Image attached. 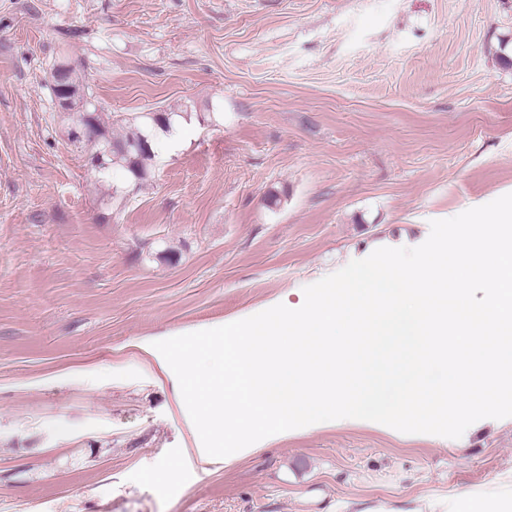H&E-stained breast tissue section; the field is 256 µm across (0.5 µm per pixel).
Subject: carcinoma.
I'll use <instances>...</instances> for the list:
<instances>
[{"mask_svg": "<svg viewBox=\"0 0 512 512\" xmlns=\"http://www.w3.org/2000/svg\"><path fill=\"white\" fill-rule=\"evenodd\" d=\"M64 69V88L51 85L55 99H68L69 108L78 114L76 135L72 143L90 152L92 163L101 172L118 165L124 167L137 181L146 179L150 162L154 158L152 132L167 131L177 112L148 113L124 120L127 131L120 137L112 136V113L103 112L98 102L89 93L86 79L78 65L66 58L54 62L49 73Z\"/></svg>", "mask_w": 512, "mask_h": 512, "instance_id": "cac0c4a2", "label": "carcinoma"}]
</instances>
